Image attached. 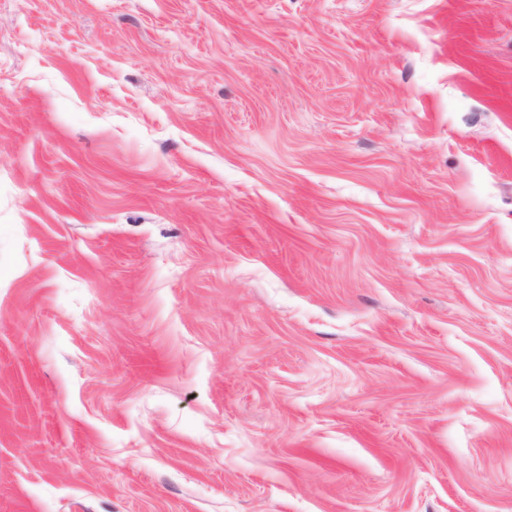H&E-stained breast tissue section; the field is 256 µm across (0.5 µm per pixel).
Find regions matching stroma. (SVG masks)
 <instances>
[{"label": "stroma", "mask_w": 512, "mask_h": 512, "mask_svg": "<svg viewBox=\"0 0 512 512\" xmlns=\"http://www.w3.org/2000/svg\"><path fill=\"white\" fill-rule=\"evenodd\" d=\"M0 512H512V0H0Z\"/></svg>", "instance_id": "stroma-1"}]
</instances>
